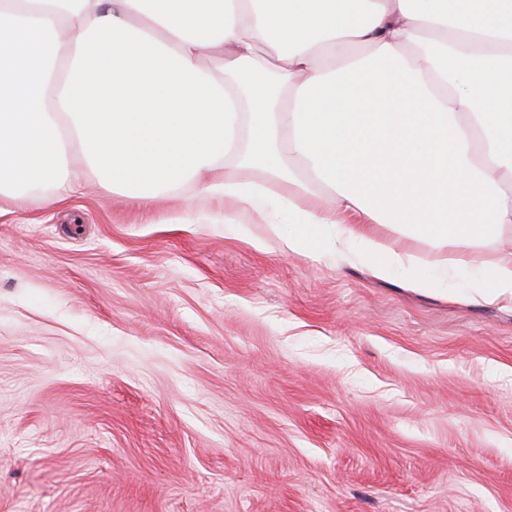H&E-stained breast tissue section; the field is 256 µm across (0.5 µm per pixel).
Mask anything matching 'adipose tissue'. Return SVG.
<instances>
[{"label": "adipose tissue", "instance_id": "ef3b65f1", "mask_svg": "<svg viewBox=\"0 0 512 512\" xmlns=\"http://www.w3.org/2000/svg\"><path fill=\"white\" fill-rule=\"evenodd\" d=\"M271 70L287 95L243 106ZM236 167L287 184L283 252L427 292L466 269L464 299L512 307V0H0V198L91 170L255 208Z\"/></svg>", "mask_w": 512, "mask_h": 512}]
</instances>
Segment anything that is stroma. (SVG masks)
Wrapping results in <instances>:
<instances>
[{
    "label": "stroma",
    "mask_w": 512,
    "mask_h": 512,
    "mask_svg": "<svg viewBox=\"0 0 512 512\" xmlns=\"http://www.w3.org/2000/svg\"><path fill=\"white\" fill-rule=\"evenodd\" d=\"M287 193L0 199V512H512V309L282 252Z\"/></svg>",
    "instance_id": "stroma-1"
}]
</instances>
